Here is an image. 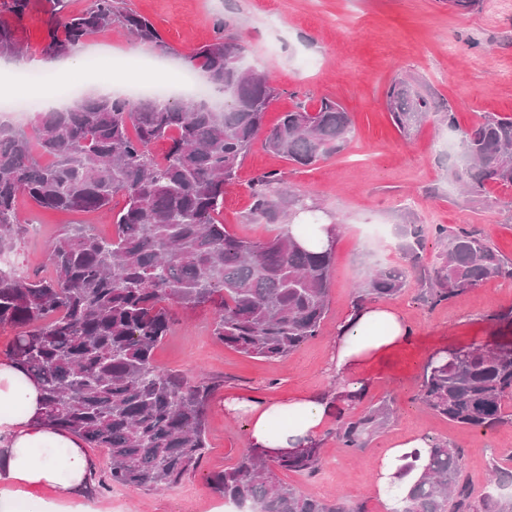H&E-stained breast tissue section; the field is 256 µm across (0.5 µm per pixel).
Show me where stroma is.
Masks as SVG:
<instances>
[{"mask_svg": "<svg viewBox=\"0 0 512 512\" xmlns=\"http://www.w3.org/2000/svg\"><path fill=\"white\" fill-rule=\"evenodd\" d=\"M149 17L170 45L156 54L172 72L183 70L195 48L212 41L218 19L233 21L245 47L243 65L269 76L278 90L265 114V127L283 112L327 98L348 113L353 136L338 154L299 166L256 140L224 190L220 222L234 234L268 238L276 224L255 220L250 185L259 175L280 174L287 190L319 209L324 223L339 225L335 245L329 311L320 336L287 357H245L224 347L212 334V314L199 308L181 316L155 353L157 364L188 378L218 380L207 419L208 448L201 467L183 485L165 491L112 485L94 488L70 503L71 512H229L223 495L210 485L212 472L235 463L247 445L248 418L229 417L224 400L231 395L278 400L300 393H325L337 378L327 369L336 323L351 308L355 288L379 265L397 266V248L383 246L397 224H444L466 227L488 237L512 259V187L487 185L467 196L456 179L454 152L441 112L453 111L467 130L494 112L512 115V0H481L468 10L450 0H122ZM11 0H0V19L16 23L19 39L38 57L49 17L44 0H31L21 20H14ZM131 38L117 31L85 42L77 72L69 60L54 64L63 82L87 85L106 81L109 57L125 56ZM403 80L429 99L432 110L410 136L394 125L386 106L393 81ZM124 204L115 195L102 212L42 211L20 200L18 218L27 227L15 261L20 272L49 275L47 243L68 224H88L101 235L112 233V213ZM409 284L390 304L416 327L412 343L394 348L368 363L362 376L373 400L390 399L396 414L367 447L352 454L339 448L328 422L317 437L324 458L318 474H287L288 483L326 498L343 496L366 502L378 512L368 486L378 456L389 441L421 433L465 451L464 471L483 488L488 449L512 453V426L488 431L449 424L417 398L423 369L433 352L474 341L494 343L502 333L491 321L496 311L512 307V279L485 282L437 306Z\"/></svg>", "mask_w": 512, "mask_h": 512, "instance_id": "obj_1", "label": "stroma"}]
</instances>
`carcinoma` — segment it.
Instances as JSON below:
<instances>
[{
    "instance_id": "carcinoma-1",
    "label": "carcinoma",
    "mask_w": 512,
    "mask_h": 512,
    "mask_svg": "<svg viewBox=\"0 0 512 512\" xmlns=\"http://www.w3.org/2000/svg\"><path fill=\"white\" fill-rule=\"evenodd\" d=\"M70 0H45L50 16L41 55L70 56L93 34L116 25L162 53L168 46L146 16L115 0H93L79 13ZM14 26L0 20V59L25 55ZM244 46L228 20L212 42L187 56L218 107L193 96L141 99L84 95L64 109L34 113L30 126L0 124V254L23 234L18 201L43 209L91 211L110 205L112 237L88 224H71L54 238L50 276L0 268V327L18 330L6 355L41 390L45 419L104 448L108 481L144 489H173L198 469L207 449L206 426L214 386L161 370L155 350L178 321L174 306L209 308L213 336L249 358H284L318 336L328 312L334 247L303 248L281 232L266 239L237 237L216 216L224 187L234 182L261 132L265 146L308 166L339 153L351 139L347 112L324 98L310 112L302 103L269 130L265 114L277 89L242 67ZM398 129L408 135L432 105L404 82L387 92ZM169 141L158 160L150 146ZM465 186L481 195L489 183L512 187V115L488 114L459 141ZM285 196L275 172L260 175L252 213L279 219ZM398 249L406 266L372 270L355 304L390 299L421 274V295L431 305L495 278H512V262L471 230L444 224H400ZM440 246L428 271L429 240ZM427 361L419 400L434 414L463 427L512 424V340L443 349ZM367 388L339 408L336 443L348 452L366 447L393 417L385 401L357 410ZM424 475L402 512H512V470L490 457L488 490L476 494L464 477L465 451L433 440ZM319 443L267 461L256 448L241 450L234 465L211 475L224 503L238 512H367L344 497L305 494L281 478L316 474Z\"/></svg>"
}]
</instances>
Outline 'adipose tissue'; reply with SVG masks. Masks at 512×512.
<instances>
[{
    "instance_id": "obj_1",
    "label": "adipose tissue",
    "mask_w": 512,
    "mask_h": 512,
    "mask_svg": "<svg viewBox=\"0 0 512 512\" xmlns=\"http://www.w3.org/2000/svg\"><path fill=\"white\" fill-rule=\"evenodd\" d=\"M416 330L390 306L374 302L348 310L336 326L328 367L340 382L325 394H298L284 401L231 396L229 414L249 417V441L275 457L315 441L333 407L363 385L361 371L390 348L411 343ZM44 408L38 385L7 358H0V512H54L32 495L50 487L67 501L85 488L93 468L81 441L42 422ZM431 443L423 435L404 437L387 448L377 466L374 492L382 512H398L390 491L391 476L402 455L415 451L428 460Z\"/></svg>"
}]
</instances>
